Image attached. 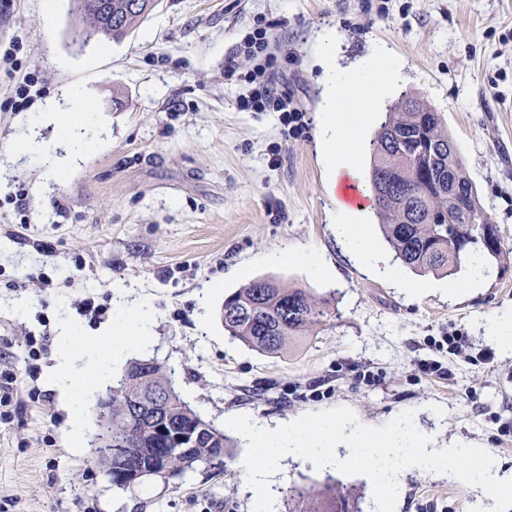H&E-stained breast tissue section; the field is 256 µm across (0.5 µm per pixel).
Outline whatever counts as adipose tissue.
<instances>
[{
  "label": "adipose tissue",
  "mask_w": 512,
  "mask_h": 512,
  "mask_svg": "<svg viewBox=\"0 0 512 512\" xmlns=\"http://www.w3.org/2000/svg\"><path fill=\"white\" fill-rule=\"evenodd\" d=\"M324 58L325 106L320 118L321 144L327 162L338 170L356 164V133L381 93L395 85L401 67L388 50L380 49L355 65L342 68L336 63L340 43L337 29L329 28L318 36ZM124 289L115 291V309L110 331L112 353L121 355L129 345L140 347L151 343V327L155 309L149 299L126 305ZM58 357L48 373L51 386L76 392L84 382L75 366L74 347L83 338L68 321L58 325Z\"/></svg>",
  "instance_id": "ef3b65f1"
}]
</instances>
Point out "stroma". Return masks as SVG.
<instances>
[{"instance_id":"obj_1","label":"stroma","mask_w":512,"mask_h":512,"mask_svg":"<svg viewBox=\"0 0 512 512\" xmlns=\"http://www.w3.org/2000/svg\"><path fill=\"white\" fill-rule=\"evenodd\" d=\"M74 25L71 0H55L49 18L42 0H0V374L18 384L0 404V512H252L248 444L238 434L224 466L112 488L92 461L95 403L132 359L173 369L182 398L220 429L240 413L273 428L338 407L382 426L410 409L432 447L481 446L512 476V355L499 351L491 328L512 308V0H161L118 42L76 41ZM258 25L270 32L282 86L305 111L299 134L284 135L278 113L238 106L239 75L251 67L238 47ZM327 27L340 32V66L381 45L402 63L400 81L359 131L360 180L365 146L403 92L442 112L501 241L478 287H465L463 269L449 277L404 269L393 281L339 234L340 193L319 146L317 36ZM28 75L40 92L15 107ZM72 87L95 115L94 147L72 151L47 122L34 133L65 163L40 165L18 149L33 132L28 115L65 111ZM273 252L280 262H267ZM311 252L321 266L302 261ZM255 278L335 292L336 316L295 353L252 351L225 331L221 309ZM117 288L151 299L153 344L116 360L109 344L98 347L111 365L104 379L85 382L76 446L66 403L48 382L57 326L66 320L82 336L98 335L112 323ZM87 299L99 315L83 312ZM455 330L470 357L431 347ZM41 336L46 351L31 355L29 339ZM485 348L492 363L477 357ZM425 357L448 375L419 373ZM365 367L376 384L359 380ZM326 475L305 459L282 460L276 512H288L291 487ZM493 504L480 489L409 469L395 512Z\"/></svg>"}]
</instances>
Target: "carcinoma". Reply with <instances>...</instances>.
<instances>
[{
  "mask_svg": "<svg viewBox=\"0 0 512 512\" xmlns=\"http://www.w3.org/2000/svg\"><path fill=\"white\" fill-rule=\"evenodd\" d=\"M98 0H77L81 26L75 37L119 41L156 7L157 0H112V17L99 14ZM428 105L405 93L393 103L370 141L369 185L380 228L400 263L417 274L450 276L476 254L500 251L491 217L482 211L465 163L448 132L442 113L430 116ZM458 194L448 197V183ZM334 297L316 296L267 278L249 281L224 298V329L248 348L279 356L325 324ZM162 403L166 432L128 417L131 402ZM198 438L196 448L176 447V437ZM232 441L199 418L181 398L172 374L159 364L127 365L112 386V437L97 449L112 453V487L127 490L124 474L136 466L162 479L197 464H224ZM300 512H350L355 493L334 483L315 491L293 488Z\"/></svg>",
  "mask_w": 512,
  "mask_h": 512,
  "instance_id": "1",
  "label": "carcinoma"
}]
</instances>
